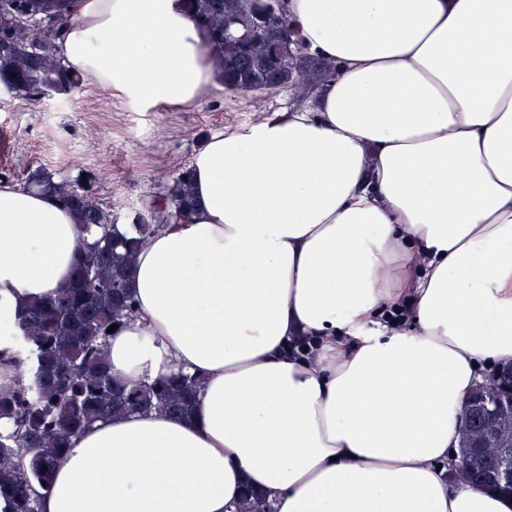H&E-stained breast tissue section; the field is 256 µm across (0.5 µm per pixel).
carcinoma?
I'll return each instance as SVG.
<instances>
[{
	"label": "carcinoma",
	"mask_w": 512,
	"mask_h": 512,
	"mask_svg": "<svg viewBox=\"0 0 512 512\" xmlns=\"http://www.w3.org/2000/svg\"><path fill=\"white\" fill-rule=\"evenodd\" d=\"M73 2L0 0V83L13 96L36 102L45 91L70 96L80 87L82 75L57 52ZM185 2L204 28L227 90L291 85L304 93L335 73L333 64L315 57L305 67L293 27L271 28L260 15L262 0ZM24 186L52 194L76 223L95 232L64 288L3 317L0 368L14 378L0 385V419L8 421L0 427V512H40L39 490L49 491L72 436L99 420L150 410L189 420L202 387L200 378L181 371L129 382L114 376L108 362V328L133 312L131 268L141 239L157 225L140 213L121 233L92 186L56 181L41 170L30 172ZM194 208L192 170L184 168L173 174L157 212L167 224H186ZM505 464L512 466V450L462 477L486 488L488 470ZM264 503L265 494L248 487L236 512H260Z\"/></svg>",
	"instance_id": "cac0c4a2"
}]
</instances>
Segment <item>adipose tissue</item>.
Wrapping results in <instances>:
<instances>
[{"mask_svg":"<svg viewBox=\"0 0 512 512\" xmlns=\"http://www.w3.org/2000/svg\"><path fill=\"white\" fill-rule=\"evenodd\" d=\"M285 8L335 76L195 153L198 206L141 243L107 341L115 375L199 376L195 414L75 435L41 512H234L247 485L274 512H512L454 473L465 400L512 362V0ZM58 52L144 112L218 81L183 0H77ZM90 239L1 185L0 313Z\"/></svg>","mask_w":512,"mask_h":512,"instance_id":"1","label":"adipose tissue"}]
</instances>
